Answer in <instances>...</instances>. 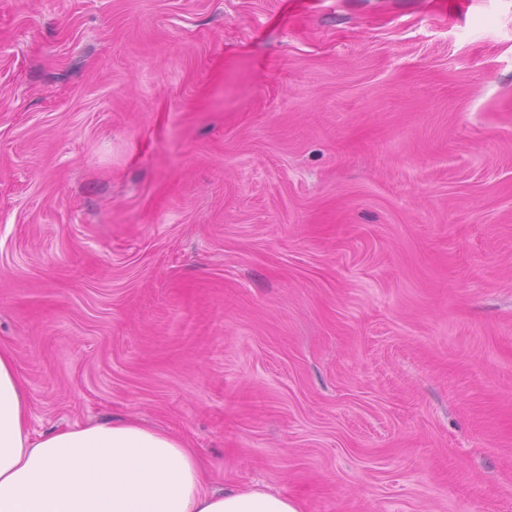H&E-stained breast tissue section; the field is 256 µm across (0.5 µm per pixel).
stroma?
I'll use <instances>...</instances> for the list:
<instances>
[{"mask_svg": "<svg viewBox=\"0 0 512 512\" xmlns=\"http://www.w3.org/2000/svg\"><path fill=\"white\" fill-rule=\"evenodd\" d=\"M0 350L303 512H512V0H0Z\"/></svg>", "mask_w": 512, "mask_h": 512, "instance_id": "1", "label": "stroma"}]
</instances>
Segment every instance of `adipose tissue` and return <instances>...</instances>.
Returning a JSON list of instances; mask_svg holds the SVG:
<instances>
[{"label":"adipose tissue","mask_w":512,"mask_h":512,"mask_svg":"<svg viewBox=\"0 0 512 512\" xmlns=\"http://www.w3.org/2000/svg\"><path fill=\"white\" fill-rule=\"evenodd\" d=\"M0 512H302L258 485L217 491L186 440L135 420L34 437L10 353L0 351Z\"/></svg>","instance_id":"adipose-tissue-1"}]
</instances>
